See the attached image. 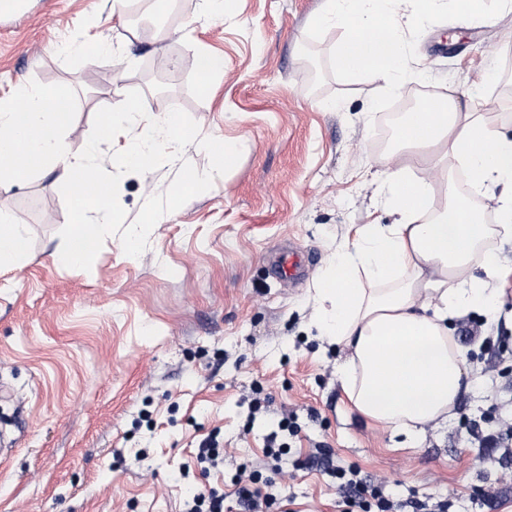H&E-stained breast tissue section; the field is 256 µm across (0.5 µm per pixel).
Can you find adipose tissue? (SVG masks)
<instances>
[{"mask_svg":"<svg viewBox=\"0 0 512 512\" xmlns=\"http://www.w3.org/2000/svg\"><path fill=\"white\" fill-rule=\"evenodd\" d=\"M443 0H325L315 28L340 31L334 60L347 75L399 90L413 75L406 27L428 19ZM401 149L429 145L469 173V193L446 187L436 206L430 180L414 166L385 160L380 192L391 224L357 227L339 245L318 281L314 323L347 350L336 374L365 418L411 435L446 421L466 375L448 336L449 318L496 310V284L512 274L490 245L512 241V114L488 121L460 105L440 103L407 113ZM483 196L496 215L486 224L469 202ZM28 250L21 225L0 212V269L20 268ZM480 262L484 274L469 272Z\"/></svg>","mask_w":512,"mask_h":512,"instance_id":"adipose-tissue-1","label":"adipose tissue"}]
</instances>
